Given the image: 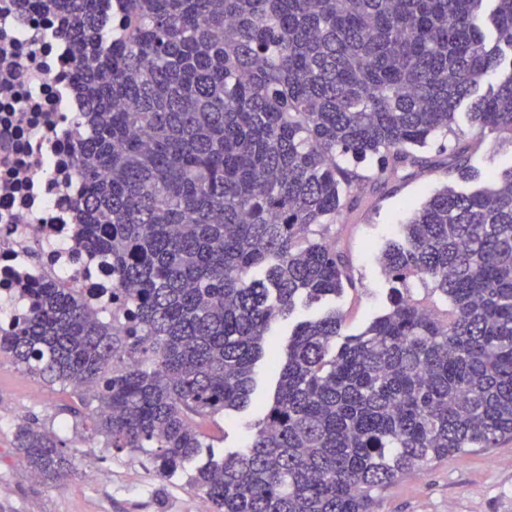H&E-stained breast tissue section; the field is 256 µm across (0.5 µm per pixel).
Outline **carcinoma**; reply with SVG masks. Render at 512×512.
Segmentation results:
<instances>
[{
  "label": "carcinoma",
  "instance_id": "obj_1",
  "mask_svg": "<svg viewBox=\"0 0 512 512\" xmlns=\"http://www.w3.org/2000/svg\"><path fill=\"white\" fill-rule=\"evenodd\" d=\"M34 2L74 16L94 113L75 146L81 236L126 323L36 284L0 326L10 366L71 388L105 447L165 476L212 447L203 424L248 403L269 353L256 432L196 467L210 512H373L399 475L512 439V167L412 210L379 256L391 306L362 332L342 336L333 307L284 359L271 340L350 281L330 229L360 181L397 180L449 136L437 152L471 179L465 102L470 127L512 144V0ZM372 156L366 175L344 166ZM14 446L41 479L73 467L34 419ZM333 300H326L311 306L299 305L294 314L286 321H281L275 325L277 332L281 336H277L281 343V355H284L285 347L288 343V334L291 332L293 327L299 322L313 315H317L323 312L326 308L333 306Z\"/></svg>",
  "mask_w": 512,
  "mask_h": 512
}]
</instances>
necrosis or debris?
Wrapping results in <instances>:
<instances>
[{"instance_id":"1","label":"necrosis or debris","mask_w":512,"mask_h":512,"mask_svg":"<svg viewBox=\"0 0 512 512\" xmlns=\"http://www.w3.org/2000/svg\"><path fill=\"white\" fill-rule=\"evenodd\" d=\"M63 26L34 0H0V306L11 320L28 308L19 282L42 278L74 289L94 313L113 310L101 256L76 238L83 185L73 145L83 124Z\"/></svg>"}]
</instances>
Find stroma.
<instances>
[{"instance_id": "obj_1", "label": "stroma", "mask_w": 512, "mask_h": 512, "mask_svg": "<svg viewBox=\"0 0 512 512\" xmlns=\"http://www.w3.org/2000/svg\"><path fill=\"white\" fill-rule=\"evenodd\" d=\"M495 140V133L485 132L473 153L477 185H485L489 174L512 167V151L495 148ZM446 184L467 186L457 174L441 169H411L381 189L359 186V205L344 212L335 227L355 282L336 299L346 316L343 335L361 332L389 307L391 284L377 257L396 239L411 207ZM275 384L266 363L258 362L251 404L205 427L215 452L244 447L264 417L261 405L271 400ZM77 404L70 389L0 365V512H196L192 468L163 477L145 453L104 447L100 437L75 420L71 409ZM29 418L65 441L74 465L70 476L37 479L18 456L15 427ZM91 467L98 472L93 481L87 476ZM375 512H512V441L400 476L382 491Z\"/></svg>"}]
</instances>
